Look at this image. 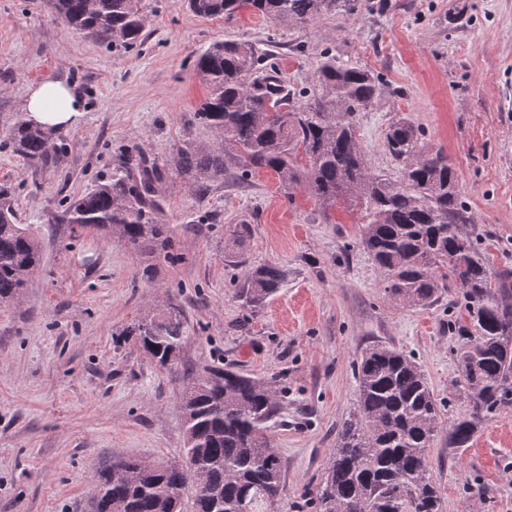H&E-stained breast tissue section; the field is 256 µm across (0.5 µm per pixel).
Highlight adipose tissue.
I'll use <instances>...</instances> for the list:
<instances>
[{
  "label": "adipose tissue",
  "instance_id": "ef3b65f1",
  "mask_svg": "<svg viewBox=\"0 0 512 512\" xmlns=\"http://www.w3.org/2000/svg\"><path fill=\"white\" fill-rule=\"evenodd\" d=\"M24 110L27 120L54 133L74 126L84 115L81 98L73 87L61 82L30 89Z\"/></svg>",
  "mask_w": 512,
  "mask_h": 512
}]
</instances>
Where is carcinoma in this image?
Here are the masks:
<instances>
[{
	"mask_svg": "<svg viewBox=\"0 0 512 512\" xmlns=\"http://www.w3.org/2000/svg\"><path fill=\"white\" fill-rule=\"evenodd\" d=\"M352 0H187L204 17L236 20L244 10L279 24H303L350 8ZM73 31L114 52L144 41L142 0H49ZM252 44L216 42L193 70L207 88L198 120L212 128L209 142L191 140L167 160V169L204 191L231 168L251 177L269 169L282 186L305 182L326 210L338 202L360 215L359 244L374 262L388 296L430 306L456 289L466 319L448 321L458 336L459 394L463 412L448 428V447L466 448L481 425L512 406V270L494 268L485 241L461 199L457 171L441 151L425 150L421 131L405 117L385 133V147L400 171L375 172L358 138L359 113L372 107L383 84L373 72L326 55L312 88L298 93L263 74ZM39 171L56 166L65 143L18 115L3 140ZM165 171L130 156L112 179L72 199L54 224L117 228L132 248L166 258L172 237L156 215L165 202ZM40 246L18 223L12 191L0 187V301L27 286ZM288 272L262 264L243 273L238 293L250 303L275 295ZM184 324L173 313L154 315L126 331L156 365L166 368L180 350ZM358 399L337 432L324 481L315 492L319 512H440L438 488L426 452L440 429L438 403L415 360L393 344L365 348L357 359ZM184 446L180 462L126 458L114 481L101 468L89 512H268L279 501L284 462L269 435L275 391L242 371L210 366L197 374L181 400Z\"/></svg>",
	"mask_w": 512,
	"mask_h": 512,
	"instance_id": "1",
	"label": "carcinoma"
}]
</instances>
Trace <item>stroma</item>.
Returning <instances> with one entry per match:
<instances>
[{
	"mask_svg": "<svg viewBox=\"0 0 512 512\" xmlns=\"http://www.w3.org/2000/svg\"><path fill=\"white\" fill-rule=\"evenodd\" d=\"M144 4V46L115 53L75 34L47 0H0V135L44 82L72 85L85 112L62 131L68 152L54 171L0 149V186L42 250L22 296L0 303V512H86L102 463L179 457L190 375L220 362L277 391L278 512H317L311 495L356 404L354 364L376 343L411 353L436 395L442 427L427 463L442 512H512V409L488 419L469 448L448 446L464 409L448 331L464 312L459 298L449 291L424 308L390 299L346 205L322 210L305 185L282 188L270 170L246 180L228 171L202 193L169 172L157 217L173 239L166 260L118 231L52 221L128 156L162 165L184 140H212L195 115L206 87L192 63L236 39L298 88L313 85L326 52L381 75L383 93L357 125L373 170L395 175L385 132L410 117L425 149L454 163L474 222L492 233L491 265L512 267V0H369L288 26L249 12L232 23L204 18L184 0ZM241 222L251 232L237 240ZM264 263L286 269L287 281L265 302H245L242 268ZM156 308L184 321L169 369L125 334ZM473 482L484 497H467Z\"/></svg>",
	"mask_w": 512,
	"mask_h": 512,
	"instance_id": "obj_1",
	"label": "stroma"
}]
</instances>
